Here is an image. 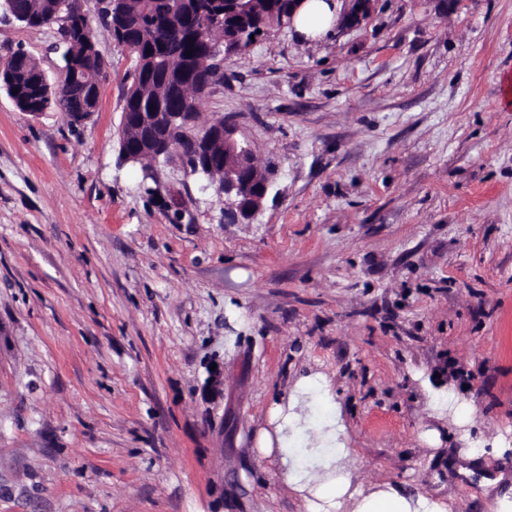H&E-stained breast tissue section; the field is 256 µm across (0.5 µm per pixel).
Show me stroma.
I'll list each match as a JSON object with an SVG mask.
<instances>
[{
    "label": "stroma",
    "instance_id": "stroma-1",
    "mask_svg": "<svg viewBox=\"0 0 512 512\" xmlns=\"http://www.w3.org/2000/svg\"><path fill=\"white\" fill-rule=\"evenodd\" d=\"M74 4L108 65L97 112L0 91V512H305L253 441L312 372L356 485L494 512L457 466L512 440V0H374L225 61L197 124L224 115L269 173L242 224L178 163L120 160L135 58ZM59 43L0 16V61L55 82ZM448 387L466 429L432 414ZM372 0H344L345 8L342 14V22L348 26H357L364 21L371 10ZM360 7V10H357ZM511 442L507 439H499L492 443L491 448L488 450L485 444L478 443L473 448H469L467 455L468 460H477L485 456L493 458H504L507 452H512Z\"/></svg>",
    "mask_w": 512,
    "mask_h": 512
}]
</instances>
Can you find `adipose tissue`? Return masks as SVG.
<instances>
[{
	"label": "adipose tissue",
	"mask_w": 512,
	"mask_h": 512,
	"mask_svg": "<svg viewBox=\"0 0 512 512\" xmlns=\"http://www.w3.org/2000/svg\"><path fill=\"white\" fill-rule=\"evenodd\" d=\"M334 0H301L292 26L303 40L323 38L339 21ZM320 407L326 417L317 442L304 438L309 420L304 412ZM347 427L330 380L321 373L299 377L285 388L269 409L266 428L256 439L259 454L276 457L289 490L300 496L307 512H449L443 499L407 492L385 482L364 489L355 485L351 461L356 451L346 437ZM320 458L318 471H310L300 454Z\"/></svg>",
	"instance_id": "1"
}]
</instances>
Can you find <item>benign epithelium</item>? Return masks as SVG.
I'll use <instances>...</instances> for the list:
<instances>
[{
  "label": "benign epithelium",
  "instance_id": "obj_1",
  "mask_svg": "<svg viewBox=\"0 0 512 512\" xmlns=\"http://www.w3.org/2000/svg\"><path fill=\"white\" fill-rule=\"evenodd\" d=\"M342 22L357 26L364 21L371 10V0H344ZM82 14L73 6V0H53L50 22L59 25L62 43L65 46L64 67L60 81L51 85L42 69H37L39 82L46 89L49 100L62 105L75 99L88 98L94 103L99 98L100 86L92 87L84 79V64L91 63L99 53L91 40L80 38L73 33L74 21ZM218 16L206 8H199L196 14H187L181 6L171 8L157 18L150 31L124 22L120 29L122 44L126 47L138 42L154 49L151 61L163 56L167 38L196 37L203 39V33ZM207 56L211 60V75L202 84L207 89L223 72L224 53L220 48L208 45ZM163 106L157 112H124L119 141V157L125 163H136L148 154L154 160L166 161L178 156L192 174L205 176L216 194L224 199V209L236 214L237 220H250L263 207L271 184L267 176L251 171L253 151L250 144L235 137V130L224 121V116L215 118L202 131L195 128L197 115L187 111V102L182 95V85L173 84L166 89Z\"/></svg>",
  "mask_w": 512,
  "mask_h": 512
}]
</instances>
